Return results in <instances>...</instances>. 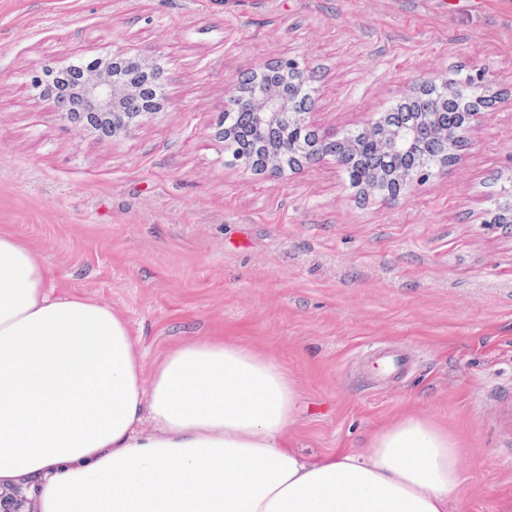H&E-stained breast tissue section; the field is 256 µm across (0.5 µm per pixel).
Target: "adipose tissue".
<instances>
[{
	"label": "adipose tissue",
	"mask_w": 512,
	"mask_h": 512,
	"mask_svg": "<svg viewBox=\"0 0 512 512\" xmlns=\"http://www.w3.org/2000/svg\"><path fill=\"white\" fill-rule=\"evenodd\" d=\"M124 318L55 293L44 260L0 233V483L38 512H451L461 451L419 417L367 452L306 455L274 360L220 338L177 345L151 383Z\"/></svg>",
	"instance_id": "ef3b65f1"
}]
</instances>
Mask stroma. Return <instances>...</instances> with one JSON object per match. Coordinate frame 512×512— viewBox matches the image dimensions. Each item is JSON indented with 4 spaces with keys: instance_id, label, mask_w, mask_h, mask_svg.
Here are the masks:
<instances>
[{
    "instance_id": "obj_1",
    "label": "stroma",
    "mask_w": 512,
    "mask_h": 512,
    "mask_svg": "<svg viewBox=\"0 0 512 512\" xmlns=\"http://www.w3.org/2000/svg\"><path fill=\"white\" fill-rule=\"evenodd\" d=\"M152 55L168 106L102 138L61 119L32 72L65 56ZM293 58L317 75L311 123L367 127L422 78L481 73L498 96L454 164L410 193L362 198L334 157L287 181L233 161L225 97ZM512 0H0V232L57 293L128 322L153 364L208 336L274 358L309 455L369 448L407 414L462 450L458 512L512 500V444L488 390L512 385ZM399 345L389 382L352 361Z\"/></svg>"
}]
</instances>
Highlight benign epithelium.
<instances>
[{
	"mask_svg": "<svg viewBox=\"0 0 512 512\" xmlns=\"http://www.w3.org/2000/svg\"><path fill=\"white\" fill-rule=\"evenodd\" d=\"M268 67L288 75V84L292 85L295 93L299 95L303 90L311 89L315 82L314 74L301 67L294 59H280L268 64ZM266 68L253 71L250 79L236 85L224 101L226 111L244 104L250 106L257 114L262 127L288 124V138L268 140L263 164L257 168L248 162L247 169L258 170L285 181L289 173L304 162L310 163L327 155L336 157L338 162L341 161V158L336 156L338 145L345 144L348 150H355L356 145L348 143L346 135L311 131L308 125V105H299L289 96L276 94L273 85L265 78ZM432 89L438 90L449 100L463 101L461 120L456 125L430 127L431 138L439 145L441 167L446 168L456 161L458 151L467 143L468 135L481 119L492 93L484 84L481 75L456 70L417 82L406 97H419ZM81 95L86 106L84 112H75L66 100L56 99L58 112L62 118L87 127L90 120L102 117L112 134L129 135L147 116L145 112L120 111V103L134 97V93L118 89L103 74L86 79L81 87ZM408 142V134L395 127L388 128L381 140L383 149L399 153L406 151ZM430 173L428 164L419 160L414 168L401 169L395 178L376 174L369 181L358 184V188L367 197L377 194L396 197L411 190L416 184L428 178ZM490 223L501 226L512 223L511 187L504 189L500 195Z\"/></svg>",
	"mask_w": 512,
	"mask_h": 512,
	"instance_id": "benign-epithelium-1",
	"label": "benign epithelium"
}]
</instances>
